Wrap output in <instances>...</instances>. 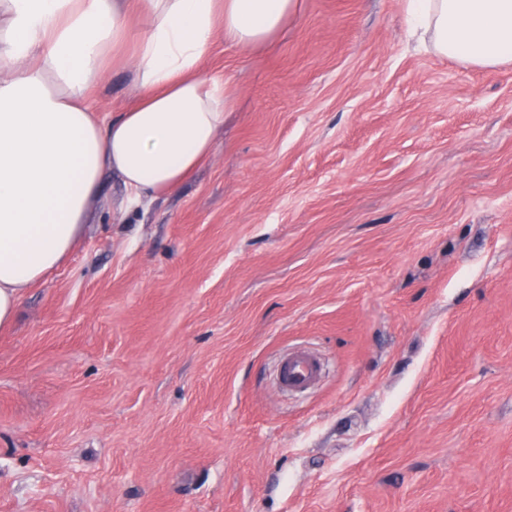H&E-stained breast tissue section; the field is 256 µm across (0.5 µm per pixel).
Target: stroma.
<instances>
[{
  "instance_id": "stroma-1",
  "label": "stroma",
  "mask_w": 512,
  "mask_h": 512,
  "mask_svg": "<svg viewBox=\"0 0 512 512\" xmlns=\"http://www.w3.org/2000/svg\"><path fill=\"white\" fill-rule=\"evenodd\" d=\"M203 70L207 159L128 212L108 177L0 329V512H512V65L302 0ZM130 102L121 67L90 95ZM323 374L321 359L307 350H295L288 353L278 369L280 387L291 393H303L314 387Z\"/></svg>"
}]
</instances>
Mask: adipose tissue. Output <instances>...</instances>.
I'll list each match as a JSON object with an SVG mask.
<instances>
[{"label": "adipose tissue", "mask_w": 512, "mask_h": 512, "mask_svg": "<svg viewBox=\"0 0 512 512\" xmlns=\"http://www.w3.org/2000/svg\"><path fill=\"white\" fill-rule=\"evenodd\" d=\"M442 58L512 63V0H405ZM301 0H0V328L80 239L105 173L128 205L177 189L210 153L228 105L201 64L216 32L259 48ZM133 102L101 122L88 103L132 17Z\"/></svg>", "instance_id": "obj_1"}]
</instances>
